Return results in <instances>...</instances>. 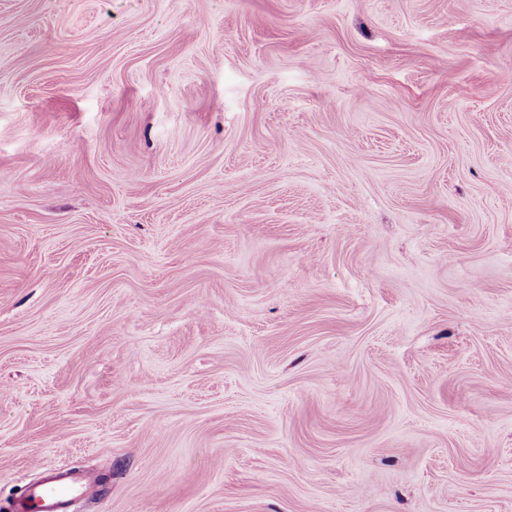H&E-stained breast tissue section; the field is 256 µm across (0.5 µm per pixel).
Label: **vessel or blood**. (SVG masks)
<instances>
[{"label":"vessel or blood","mask_w":512,"mask_h":512,"mask_svg":"<svg viewBox=\"0 0 512 512\" xmlns=\"http://www.w3.org/2000/svg\"><path fill=\"white\" fill-rule=\"evenodd\" d=\"M92 477L67 464L48 468L44 479L24 487L12 512H72L76 500L92 485Z\"/></svg>","instance_id":"vessel-or-blood-1"}]
</instances>
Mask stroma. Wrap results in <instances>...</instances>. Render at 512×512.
Segmentation results:
<instances>
[{
    "mask_svg": "<svg viewBox=\"0 0 512 512\" xmlns=\"http://www.w3.org/2000/svg\"><path fill=\"white\" fill-rule=\"evenodd\" d=\"M512 512V0H0V512ZM94 479L67 464L48 468L44 479L24 487L13 498L12 512H72L76 500L82 498Z\"/></svg>",
    "mask_w": 512,
    "mask_h": 512,
    "instance_id": "1",
    "label": "stroma"
}]
</instances>
